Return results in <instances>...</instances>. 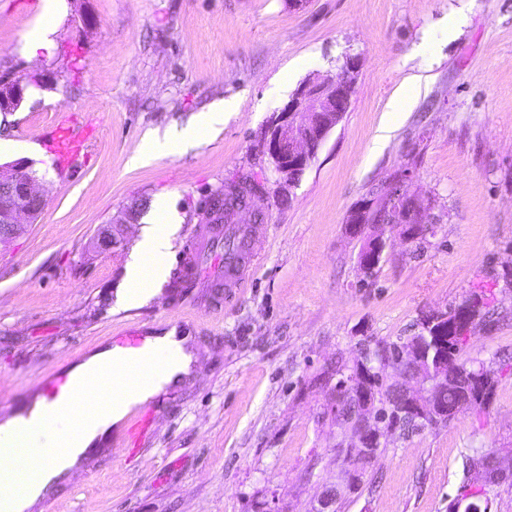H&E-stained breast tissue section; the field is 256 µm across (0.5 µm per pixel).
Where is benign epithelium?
<instances>
[{"label": "benign epithelium", "mask_w": 512, "mask_h": 512, "mask_svg": "<svg viewBox=\"0 0 512 512\" xmlns=\"http://www.w3.org/2000/svg\"><path fill=\"white\" fill-rule=\"evenodd\" d=\"M356 61L349 57L333 80L309 78L297 89L294 97L275 117L264 138V148L275 165V172L282 184L292 186L299 182L315 151L311 145H321L328 132L336 126L342 113L336 109V102H349L353 91V77ZM30 162L16 160L0 165V244L21 234L25 225L33 224L39 218L44 200L36 190V179L29 172ZM405 219L413 222L414 231L404 233V239L414 242L432 232L428 222L430 207L416 197L403 198ZM359 210L350 212L347 231L354 237H362L372 231L370 244L359 255L363 270H368L381 260L389 239L385 238V225L370 226L357 221ZM118 226L105 224L98 229L97 244L103 250L112 249L116 243ZM459 314L448 320V313L432 312L422 325L424 335L430 331L455 330L463 320ZM404 357L394 360L393 371L404 373L403 393L406 396L404 409L415 412L433 424L448 423V412L444 411L434 396L455 383V372L448 371V357L444 356L429 369L408 372L404 370ZM350 385L353 390L348 395L357 403L359 425L345 428L340 449L357 464L350 475L342 477L343 484L351 488L358 483L364 466L378 454L377 448L384 446L386 432L375 416L379 404L376 391L371 387L373 371L368 362L355 361L350 366Z\"/></svg>", "instance_id": "7a95c632"}]
</instances>
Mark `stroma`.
<instances>
[{
	"label": "stroma",
	"mask_w": 512,
	"mask_h": 512,
	"mask_svg": "<svg viewBox=\"0 0 512 512\" xmlns=\"http://www.w3.org/2000/svg\"><path fill=\"white\" fill-rule=\"evenodd\" d=\"M456 7L464 19L450 39L442 26ZM38 15L31 0H0V74L49 76L0 114V137L20 146L0 163L31 159L46 199L37 222L0 247V418L129 329L177 326L199 358L155 403L136 451H96L29 512H314L332 488L336 512H451L467 494L486 512H512V480L487 486L466 470L483 454L512 469V0H62L53 53L32 56ZM426 34L430 67L418 52ZM348 55L358 60L349 107L280 193L265 129L306 78L335 77ZM423 66L427 91L378 141L393 97ZM222 100L237 110L199 148L132 165L149 133ZM65 111L93 133L62 174L54 154L27 148ZM404 170L407 192L431 206L432 231L409 244L390 228L378 273L365 276L364 241L346 220ZM241 176L265 186L252 278L215 291L224 247L205 241L202 287H179L207 197ZM160 195L183 218L167 276L146 303L115 309L140 232L123 218ZM104 224L121 227L109 252L92 247ZM475 292L496 316L463 356L499 373L488 410L393 435L359 488L344 489L336 380L325 370L414 335L423 313Z\"/></svg>",
	"instance_id": "obj_1"
}]
</instances>
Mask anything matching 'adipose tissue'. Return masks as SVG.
<instances>
[{
    "label": "adipose tissue",
    "instance_id": "adipose-tissue-1",
    "mask_svg": "<svg viewBox=\"0 0 512 512\" xmlns=\"http://www.w3.org/2000/svg\"><path fill=\"white\" fill-rule=\"evenodd\" d=\"M235 109L234 101H224L199 114L187 126L170 127L163 135L149 136L144 149L135 156V163L143 165L163 155H176L196 148L207 133L217 131L223 126L225 114ZM151 208L156 219L143 226L128 264L126 286L117 296L119 304L124 306L139 303L154 294L157 285L166 275L165 258L169 236L176 222V213L164 196L156 197ZM150 343L157 347L170 346L180 350L182 365L165 371L154 386L141 390L134 398L114 405L109 416L86 430L81 439L53 468L36 472L27 479L11 501L12 512H26L36 500L55 490L64 475L79 466L86 458L90 447L104 436L110 427L119 424L132 407L149 402L167 388L178 385L183 377L189 374L194 354L192 350L186 349V340L179 337L177 329L173 328L163 334L152 336Z\"/></svg>",
    "mask_w": 512,
    "mask_h": 512
}]
</instances>
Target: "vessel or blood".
Segmentation results:
<instances>
[{"instance_id":"b4317fda","label":"vessel or blood","mask_w":512,"mask_h":512,"mask_svg":"<svg viewBox=\"0 0 512 512\" xmlns=\"http://www.w3.org/2000/svg\"><path fill=\"white\" fill-rule=\"evenodd\" d=\"M86 137L76 133L70 115H61L51 131L48 147L58 159L60 168H67L70 162L86 148ZM257 258L256 253L246 252L224 274V285L239 288L245 283L248 270ZM119 346L128 349L129 354L122 363L107 371V383L92 385L90 381L70 382L67 373L60 372L45 378L40 385L41 394L47 399L46 414L52 425L48 429H37L32 438L41 451L42 466H51L59 456V450L74 444L88 427V420L77 415L80 407L89 399L99 402L98 417L108 415L113 404L128 400L142 388L155 381L157 371L162 366H173L179 361L174 351L163 353L143 351V335L129 331L118 336ZM155 419L152 407L144 405L130 418L121 445L136 449L139 441Z\"/></svg>"}]
</instances>
